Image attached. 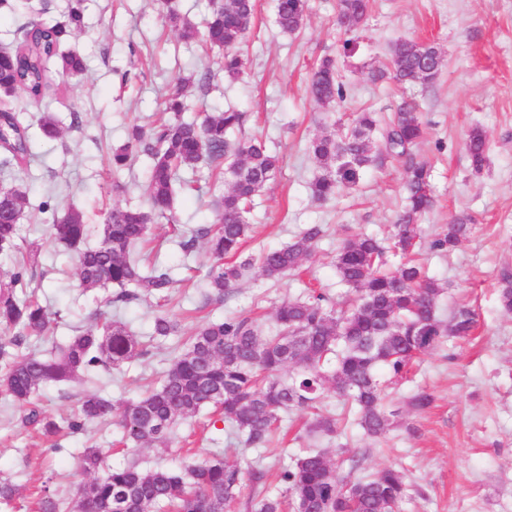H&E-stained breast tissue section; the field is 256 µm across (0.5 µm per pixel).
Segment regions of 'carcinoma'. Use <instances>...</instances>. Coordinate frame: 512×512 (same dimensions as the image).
Masks as SVG:
<instances>
[{
  "instance_id": "obj_1",
  "label": "carcinoma",
  "mask_w": 512,
  "mask_h": 512,
  "mask_svg": "<svg viewBox=\"0 0 512 512\" xmlns=\"http://www.w3.org/2000/svg\"><path fill=\"white\" fill-rule=\"evenodd\" d=\"M83 0H72L68 11L52 23L31 22L24 37L12 49L0 51V83L15 85L35 103L50 88L49 62L54 60L65 75L86 70L84 58L63 50V45L83 26ZM275 22L285 33L299 30L307 16L306 0H275ZM338 16L345 31L361 29L368 20L369 0H338ZM257 12L256 0H218L198 30L187 16L168 7L166 18L186 40L201 37L205 44L224 50V75L236 78L246 68L240 44L250 32ZM442 68L440 49L431 42L399 40L391 49V75L399 84L433 82ZM318 106L344 101L346 86L336 61L325 58L313 66L307 89ZM187 105L180 90L165 101L170 117L145 128L133 125L127 142L112 152V169L121 170L134 151L151 159L148 175L149 207L118 209L108 213L96 234L98 242L87 245L90 234L83 212L71 208L51 217L52 238L75 255L78 287L93 292L108 284L119 292L105 305H128L152 297L168 304L176 280L163 265H142L136 248L147 241L151 224L175 223L174 198L178 173L194 171L206 161L224 172L227 190L215 205L214 222L180 237L184 255L205 244L211 263L207 270L208 298L221 301L252 266L233 258L241 253L252 232L253 198L276 177L280 158L257 139L236 140L244 113L227 108L206 112L199 120L186 121ZM44 137L61 132L52 112L39 117ZM378 120L373 112H360L346 128L312 140L309 150L321 173L310 183L318 200L355 188L365 169L387 157L405 162L406 205L397 216L389 245L373 236L348 239L336 253V273L350 288L353 298L335 309L328 297L313 293L306 298H285L275 310V326L264 335L247 317L207 321L196 328L185 350L165 371L157 387L116 405L98 394L85 396L80 414L62 422L46 416L36 405L50 383L81 380L100 368L119 367L148 353L140 337L127 326L99 314L95 323L73 336L58 352L49 355L19 353L30 336H47L52 319L31 290L26 259L0 280V388L23 409L22 423L36 425L53 437L62 428L84 429L91 420H113L121 429L122 442L136 452L152 445L171 443L170 428L177 419H191L210 407L219 420L229 423L248 448H264L281 425L282 414L306 410L314 414L309 430L333 434L336 418L317 411V403L332 390L357 409V425L364 435L379 438L390 426L394 412L386 409L389 385L399 382L419 355L448 340L463 338L477 326L476 313L466 307L448 321L437 315L443 292L413 254L421 239L418 220L432 205V190L424 164L414 160L411 148L422 139L424 128L417 105L402 102L387 125L382 140H373ZM486 137L473 129L466 151L476 173L486 162ZM0 166L27 169L32 156L28 127L10 108L0 109ZM25 196L16 190L0 191V256L18 250L19 217ZM471 223L459 217L430 242V248L453 251L466 240ZM320 224L303 229L286 246L271 248L257 258L262 275L279 281L301 267L314 243L322 237ZM402 257L389 268L388 253ZM499 300L512 312V275L501 277ZM180 333L178 320L159 312L152 336L167 338ZM291 369L288 378L281 377ZM106 452L88 446L80 455V482L73 512H228L249 481L256 494L247 502L251 512H395L405 497L404 475L394 468L353 478L341 472L320 451L310 450L294 463L272 474L262 467L244 471L238 460L213 455L190 465L182 474L167 467L144 471L135 464L116 467L99 475ZM285 487L287 500L263 495L271 476ZM36 512H62L57 495L43 488Z\"/></svg>"
}]
</instances>
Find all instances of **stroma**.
I'll use <instances>...</instances> for the list:
<instances>
[{"label":"stroma","mask_w":512,"mask_h":512,"mask_svg":"<svg viewBox=\"0 0 512 512\" xmlns=\"http://www.w3.org/2000/svg\"><path fill=\"white\" fill-rule=\"evenodd\" d=\"M257 3L254 26L240 45L246 69L231 79L219 69L221 51H204L199 41L183 40L168 25L161 0H84V25L67 47L84 57L85 72L50 70L52 87L38 104L19 91L8 97L9 106L23 113L33 143L28 170L8 179L29 195L19 243L40 247L32 285L55 321L56 342L82 330L115 289L79 295L73 255L50 239L38 204L50 201L59 215L82 208L92 224L116 209L146 207L147 157L138 155L116 174L112 152L125 144L132 125L153 124L178 79L186 81L188 118L200 110L234 107L246 115L243 136L263 138L280 158V172L255 199L254 233L241 259L254 260L262 250L288 244L306 225L324 228L298 274L274 282L254 266L223 302H207L205 248L186 258L177 246L180 233L213 222L222 192L208 165H200L191 175L198 187L194 197L175 196L177 223L153 225L151 241L142 248L182 281L167 307L181 324L180 335L101 372L93 382L48 386L41 396L45 414L56 420L77 414L88 392L116 403L136 398L158 383L181 353L184 336L204 320L250 316L268 329L284 298L304 296L310 287L335 299L343 296L336 251L361 234L390 235L404 203L405 166L386 160L367 168L355 189L318 201L309 192L320 172L309 143L363 110L389 119L404 98L418 103L427 127L413 155L427 164L434 197L433 208L419 220V258L445 287L438 316L449 318L458 307L473 309L475 335L448 340L416 360L392 394L397 414L377 441L353 425L330 436L308 432L307 416L294 411L284 423L285 438L245 450L231 428L214 429L206 409L176 422L177 443L170 448L126 451L116 424L95 421L77 435L60 432V454L47 457L43 436L21 426L18 405L0 391V474L21 488L0 512H29L32 493L45 485L73 499L80 481L78 453L90 444L108 449L106 465L134 462L144 469H181L218 453L240 456L246 470L260 465L278 471L314 448L333 461L357 459L363 477L385 467L401 471L408 495L400 512H512V312L502 309L498 297L501 272L512 271V0H370L357 50L349 57L336 22L337 0H308L306 22L292 34L277 27L275 0ZM403 39L432 42L441 50L444 65L432 83L400 87L383 77L392 45ZM325 57L335 59L348 89L346 100L331 107L314 105L306 95L309 71ZM205 72L211 79L204 86L198 77ZM43 112L56 113L60 137H42L37 118ZM75 112L81 116L76 127ZM476 128L488 140V165L479 174L465 147ZM456 216L471 217V235L452 252L430 250V241ZM420 390L435 398L422 414L407 404Z\"/></svg>","instance_id":"35a3bbf8"}]
</instances>
